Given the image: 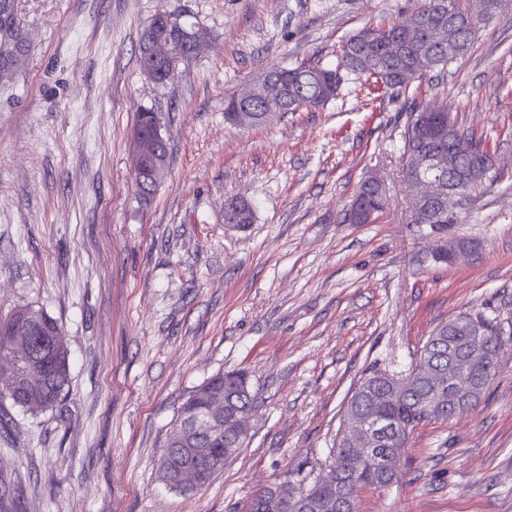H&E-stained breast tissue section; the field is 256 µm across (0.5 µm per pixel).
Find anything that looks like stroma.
<instances>
[{"instance_id": "35a3bbf8", "label": "stroma", "mask_w": 512, "mask_h": 512, "mask_svg": "<svg viewBox=\"0 0 512 512\" xmlns=\"http://www.w3.org/2000/svg\"><path fill=\"white\" fill-rule=\"evenodd\" d=\"M31 52L0 82V313L31 304L62 324L70 386L37 415L0 407V512H246L296 468L328 464L354 387L407 370L460 314L507 343L478 404L412 433L397 483L363 488L359 512H512V0L469 51L425 72L485 140L483 192L439 232L410 221L402 175L407 98L345 76L323 108L245 128L224 101L270 66L326 65L409 0H17ZM204 34L161 86L139 45L157 12ZM156 112L168 171L149 200L131 163L137 115ZM380 178L388 205L349 210ZM240 196L253 223L231 227ZM462 242L455 263L438 242ZM248 373L250 440L197 490L162 481L158 458L192 390Z\"/></svg>"}]
</instances>
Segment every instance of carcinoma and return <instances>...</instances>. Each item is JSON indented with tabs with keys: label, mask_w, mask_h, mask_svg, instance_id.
Segmentation results:
<instances>
[{
	"label": "carcinoma",
	"mask_w": 512,
	"mask_h": 512,
	"mask_svg": "<svg viewBox=\"0 0 512 512\" xmlns=\"http://www.w3.org/2000/svg\"><path fill=\"white\" fill-rule=\"evenodd\" d=\"M472 9L471 0H417L416 7L404 20L383 22L365 27L349 36L336 52V64H300L294 67L274 66L268 70L263 81H270L280 88L278 104L280 112H295L303 107H319L333 100L338 92L344 70L365 78L376 91L409 96L416 92L414 83L421 77V63L428 68L453 63L468 51L476 32L469 23ZM454 42L458 54L448 55V42ZM29 52L27 34L20 27L16 14V0H0V79L9 80L24 64ZM189 57L177 51L163 63H156L157 75L154 82L165 85L174 75L176 65ZM268 111L264 102L255 100L251 88L247 87L225 101L226 120L243 127H252L266 122L263 113ZM448 108L439 105L430 109L422 104H413L410 120L403 135V152H411L416 160H423L438 148L448 150V141L456 140V152L447 155V164L433 167L427 163L423 173L429 177L446 176L452 171H465L488 161L486 155L478 154L484 143L466 132L446 126ZM356 199L371 212L366 217L372 221L383 211L384 199L377 194L374 179L366 180L360 187ZM237 211V223L245 225L254 221L252 204L242 198L233 200ZM415 224H429L431 229L441 230L453 222L448 215L437 216L425 212L423 216L412 217ZM468 321L485 327L491 348L497 349L502 339L491 321L481 315H465ZM35 327L36 335L31 337L32 349L29 355L19 361L16 367V387L0 400L11 401L12 405L30 413H43L57 408L65 399L70 382L69 349L63 327L57 319L43 308L34 305L16 307L0 316V357L7 350L15 335L29 327ZM453 332L454 341L463 346L467 343L465 328L452 329L442 325L428 337L419 354V363L429 367L448 366V332ZM409 384L408 396L395 401L391 394L400 383ZM248 383L243 372H218L206 380L202 390L192 392L181 404L178 419L186 424L205 413L208 398L216 391L227 390L236 394L235 401L246 406L253 405L255 396L246 395L242 388ZM359 393L351 395L344 417L353 415H374L388 422L391 433L386 435L387 443L381 447L378 460L355 474L343 470L336 475V484L349 489L350 499L347 512H359V491L364 487L382 488V479L389 457L405 454L411 433L421 424L437 417L446 420L448 415L437 416L427 412L424 400L429 393V380L423 371L412 374H391L375 371L358 384ZM211 450V463L217 465L224 459V446L211 444L205 437L185 434L184 442L177 448L164 445L159 458L162 480L169 486L178 467L198 465L197 449Z\"/></svg>",
	"instance_id": "obj_1"
}]
</instances>
